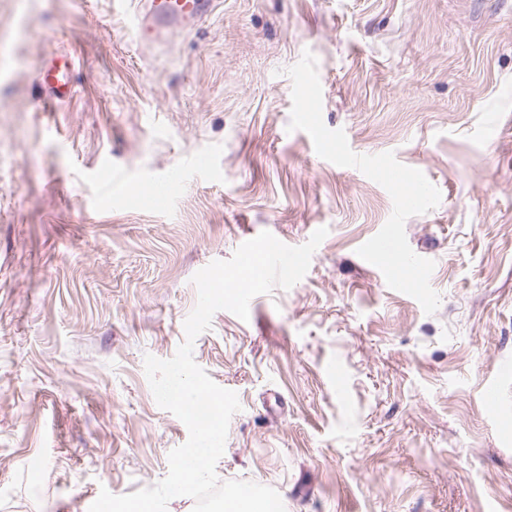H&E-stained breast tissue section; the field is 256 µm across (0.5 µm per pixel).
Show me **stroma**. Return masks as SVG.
<instances>
[{
	"label": "stroma",
	"instance_id": "35a3bbf8",
	"mask_svg": "<svg viewBox=\"0 0 512 512\" xmlns=\"http://www.w3.org/2000/svg\"><path fill=\"white\" fill-rule=\"evenodd\" d=\"M120 2L0 0V512H88L163 479L189 433L144 358L184 341L193 275L321 227L302 280L194 342L241 405L218 479L286 512H512V0H217L162 46ZM51 47L77 57L79 93L44 112ZM307 50L325 125L441 193L405 223L434 314L356 253L388 192L287 129ZM200 151L210 175L187 168ZM175 170L170 203L147 204ZM179 180V174H170L151 180L145 188L146 202L156 207L167 205Z\"/></svg>",
	"mask_w": 512,
	"mask_h": 512
}]
</instances>
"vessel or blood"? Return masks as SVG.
I'll list each match as a JSON object with an SVG mask.
<instances>
[{
  "instance_id": "obj_1",
  "label": "vessel or blood",
  "mask_w": 512,
  "mask_h": 512,
  "mask_svg": "<svg viewBox=\"0 0 512 512\" xmlns=\"http://www.w3.org/2000/svg\"><path fill=\"white\" fill-rule=\"evenodd\" d=\"M215 0H137L133 17L136 40L162 42L171 30H186L213 10ZM74 57L49 51L36 67V79L43 105H60L77 92ZM179 180L170 174L151 180L145 188L148 204L162 207L169 203Z\"/></svg>"
}]
</instances>
